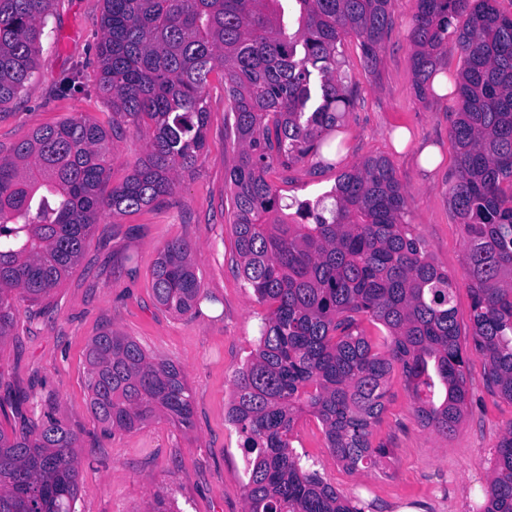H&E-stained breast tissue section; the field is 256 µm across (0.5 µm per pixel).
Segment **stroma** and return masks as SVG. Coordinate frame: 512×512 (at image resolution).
I'll use <instances>...</instances> for the list:
<instances>
[{"label":"stroma","instance_id":"stroma-1","mask_svg":"<svg viewBox=\"0 0 512 512\" xmlns=\"http://www.w3.org/2000/svg\"><path fill=\"white\" fill-rule=\"evenodd\" d=\"M103 0H53L41 38L37 68L18 98L0 109V156L42 127L83 117L106 128L109 185L122 183L143 154L132 124H112V108L98 88L96 46L102 37ZM393 26L377 72L362 61L355 37H346L347 83L355 105L339 128L344 154L335 168L306 158L292 170L271 173L284 200L315 201L339 173L369 156L393 164L408 197L407 221L430 261L464 280L463 227L448 203L455 175L450 136L453 97L418 100L413 92L407 33L411 0H390ZM79 71L81 87L61 95L59 82ZM206 146L193 172L182 174L173 196L136 213L104 214L72 273L41 304L16 300L17 323L0 342V430L53 418L78 438L76 512H148L155 496L175 512H245L247 455L228 424L234 375L255 347L266 314L238 269L224 175L238 144L224 125V85L211 76ZM411 140L396 149L393 133ZM438 146L442 160L423 172L421 150ZM183 239L206 293L193 314L177 316L158 305L152 270L163 246ZM133 337L151 356L174 362L193 397V426L167 420L112 432L99 423L87 389V349L104 330ZM484 361L470 354L469 399L452 438L423 427L400 371H393L385 411L372 441L388 455L370 470L348 471L327 448L314 417L296 426L293 447L305 468L317 471L364 512H481L496 446L512 422V402L483 383Z\"/></svg>","mask_w":512,"mask_h":512}]
</instances>
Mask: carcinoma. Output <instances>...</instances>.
<instances>
[{
    "label": "carcinoma",
    "mask_w": 512,
    "mask_h": 512,
    "mask_svg": "<svg viewBox=\"0 0 512 512\" xmlns=\"http://www.w3.org/2000/svg\"><path fill=\"white\" fill-rule=\"evenodd\" d=\"M52 0H0V108L15 100L36 65ZM277 0H104L97 46L99 90L112 112L151 134L145 156L108 195L106 131L85 118L38 129L0 157V340L17 318L15 293L31 303L69 276L104 209L133 213L169 196L205 147L209 77L224 83V111L239 145L225 174L232 233L244 280L268 306L255 349L234 377L227 422L249 454L246 512H362L293 454L304 414L350 471L387 449L373 445L394 365L421 424L443 440L467 405L468 359L454 300L471 296L472 350L484 381L512 403V12L500 0H413L408 41L420 100L448 38L462 66L451 127L456 177L449 204L465 238V282L432 264L406 221L407 196L393 165L367 157L341 173L315 203L283 202L269 182L308 156H322L352 109L340 75L343 39L354 35L374 73L393 25L390 0H293L297 28ZM296 208L301 222L290 224ZM193 246L176 240L153 269L157 303L192 313L202 292ZM388 331L386 353L360 328ZM90 404L112 431L164 417L193 426L182 370L129 336L103 331L88 349ZM77 436L58 421L0 430V512H75ZM483 512H512V422L496 448Z\"/></svg>",
    "instance_id": "carcinoma-1"
}]
</instances>
